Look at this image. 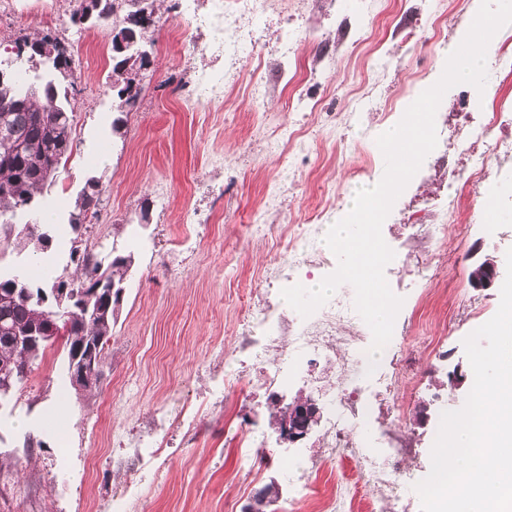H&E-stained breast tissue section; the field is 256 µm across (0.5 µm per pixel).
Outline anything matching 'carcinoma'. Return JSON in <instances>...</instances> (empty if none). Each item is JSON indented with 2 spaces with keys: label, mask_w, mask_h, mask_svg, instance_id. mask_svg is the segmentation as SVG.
Here are the masks:
<instances>
[{
  "label": "carcinoma",
  "mask_w": 512,
  "mask_h": 512,
  "mask_svg": "<svg viewBox=\"0 0 512 512\" xmlns=\"http://www.w3.org/2000/svg\"><path fill=\"white\" fill-rule=\"evenodd\" d=\"M95 9L91 25H106L121 32L134 28L131 24L133 9L129 0H90ZM156 28H134L138 43L126 52L131 57L144 47L146 34ZM64 58L20 59L18 57L0 58V72L13 77L12 81L0 82V117L8 118L11 136L19 148L13 162L3 165L0 161V218L9 216L14 219L36 206V196L44 187L53 183L62 160L68 159L72 152V116L68 87L64 85L59 66L68 65L72 59L70 51L63 52ZM112 87L118 92L128 90L132 83L131 74L114 64L112 67ZM105 193L100 181L90 178L86 181L74 202L70 213L69 226L75 232L86 224L91 214L98 213L102 196ZM54 239L47 224H31L29 232L17 229L8 232L6 237H14V247L20 250L28 248L32 239L39 236ZM70 263L73 273L51 276L45 279V285L37 286L29 278L18 273L0 271V373L11 375V382L18 388L28 380L32 364L26 359V352L15 341L17 334H38L46 318L53 314L48 304L40 302L41 293L65 281L80 288L87 286L110 288L124 286L131 268L133 256L122 253V258L112 257L108 265L87 249L71 246ZM21 280L32 295L31 300L18 296L7 297L10 289L7 284ZM115 325L114 310L99 314L80 315L70 324L62 325L63 350L66 363L79 350L90 344L108 351ZM278 488L270 483L260 489L248 504L247 512H267L276 502Z\"/></svg>",
  "instance_id": "obj_1"
}]
</instances>
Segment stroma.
<instances>
[{"label":"stroma","mask_w":512,"mask_h":512,"mask_svg":"<svg viewBox=\"0 0 512 512\" xmlns=\"http://www.w3.org/2000/svg\"><path fill=\"white\" fill-rule=\"evenodd\" d=\"M479 6L480 0H357L351 8L344 0H264L245 24V51L232 62L238 81L203 109L189 100L197 71L219 76L230 63L212 50L211 31L194 21L213 4L155 0L161 25L149 35L152 61L135 108L116 129L110 30L73 25L75 0H11L0 17V50L48 31L74 47L72 153L38 204L56 215L48 260L67 265L69 214L90 178L106 193L85 234L89 249L104 257L129 240L135 248L97 395L79 396L70 387L58 342L0 409V453L29 461L23 472H0V512H89L131 484L139 487L135 512H242L269 483L280 489L274 512H312L323 481L312 478L298 502L291 483L306 472V456L324 428L286 447L276 441L274 421L294 397H313L323 408L340 387L361 390L374 407L376 449L395 438L414 450L412 482L386 512H421L413 484L430 471L440 416L460 409L472 388L463 340L500 304L499 287L474 288L469 273L487 258L505 268L512 202L494 227L474 224L462 237L448 226L447 274L414 285L415 297L398 313L417 324L406 341L418 376L390 395H380L363 368L338 377L335 363L318 353L279 389L249 360L267 337H242L239 321L262 295L280 341L305 333L306 320L284 305L275 274L320 280L337 258L323 248L322 264L289 261V227L325 210L316 232L324 240L357 191L381 180L377 136L440 78L449 46L467 33ZM302 112L303 152L267 149L268 136L294 125ZM325 112L335 113V124L323 122ZM445 179L435 169L417 176L396 200L390 223H414L419 207L437 206ZM198 211L210 223H187ZM259 218L270 227L263 236L252 231ZM471 304L480 307L479 319L466 317ZM455 369L463 382L454 388L448 373ZM129 430L162 440L165 452L153 462L160 482L144 484L139 474L113 467L112 437ZM254 431L264 446L250 476L238 440Z\"/></svg>","instance_id":"stroma-1"}]
</instances>
